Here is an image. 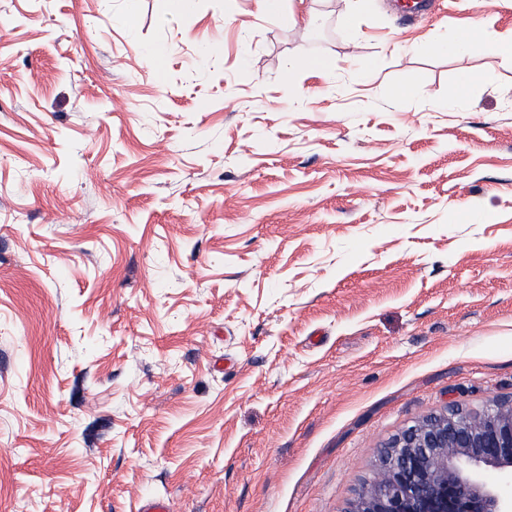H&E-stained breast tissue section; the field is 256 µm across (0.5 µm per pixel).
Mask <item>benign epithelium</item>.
Here are the masks:
<instances>
[{
    "label": "benign epithelium",
    "instance_id": "1",
    "mask_svg": "<svg viewBox=\"0 0 512 512\" xmlns=\"http://www.w3.org/2000/svg\"><path fill=\"white\" fill-rule=\"evenodd\" d=\"M486 468L500 471L488 486ZM350 512H512V399L444 412L403 428Z\"/></svg>",
    "mask_w": 512,
    "mask_h": 512
}]
</instances>
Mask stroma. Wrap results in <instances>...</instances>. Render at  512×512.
Listing matches in <instances>:
<instances>
[{"label":"stroma","instance_id":"stroma-1","mask_svg":"<svg viewBox=\"0 0 512 512\" xmlns=\"http://www.w3.org/2000/svg\"><path fill=\"white\" fill-rule=\"evenodd\" d=\"M402 2L0 0V512H349L512 397V58L416 49L512 0Z\"/></svg>","mask_w":512,"mask_h":512}]
</instances>
